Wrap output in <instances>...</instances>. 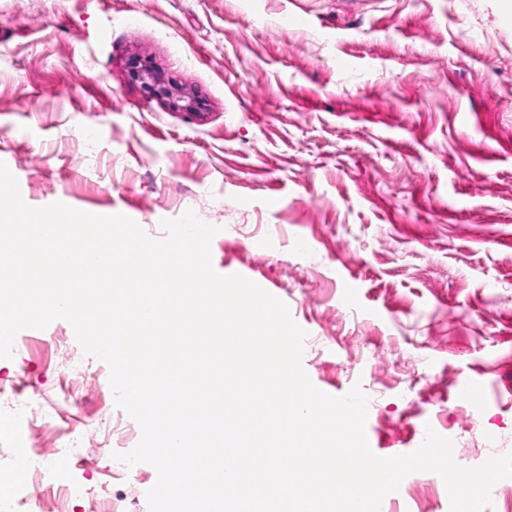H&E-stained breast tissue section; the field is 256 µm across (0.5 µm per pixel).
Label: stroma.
<instances>
[{"mask_svg": "<svg viewBox=\"0 0 512 512\" xmlns=\"http://www.w3.org/2000/svg\"><path fill=\"white\" fill-rule=\"evenodd\" d=\"M150 58L205 102L175 111L126 71ZM0 162L23 200L122 210L148 236L193 211L214 269L264 282L303 367L360 386L365 430L406 455L426 429L464 467L512 452V12L500 0H0ZM64 320L21 331L0 386L90 442L139 424ZM470 379L478 403L457 390ZM69 397L66 419L57 406ZM69 470L125 498L156 469ZM391 512H450L433 472Z\"/></svg>", "mask_w": 512, "mask_h": 512, "instance_id": "obj_1", "label": "stroma"}]
</instances>
